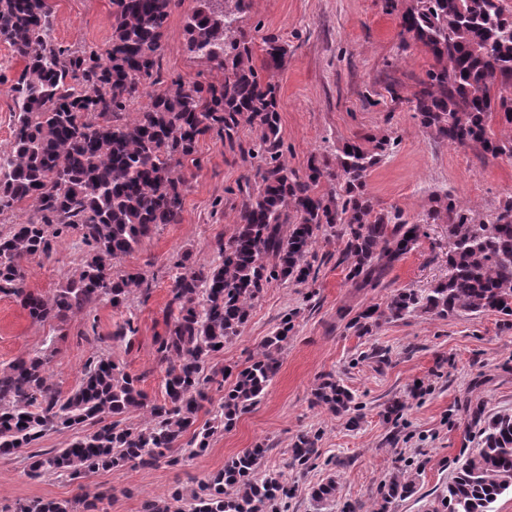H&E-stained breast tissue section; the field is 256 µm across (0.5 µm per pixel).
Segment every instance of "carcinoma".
Here are the masks:
<instances>
[{
  "label": "carcinoma",
  "instance_id": "cac0c4a2",
  "mask_svg": "<svg viewBox=\"0 0 512 512\" xmlns=\"http://www.w3.org/2000/svg\"><path fill=\"white\" fill-rule=\"evenodd\" d=\"M398 11L400 48L422 45L433 63L408 102L421 125L451 145L478 144L492 158L512 159V133L497 135L499 115L512 127V4L509 0H384ZM172 0H112V42L105 53L59 45L52 36L49 0H0V39L23 62L12 84L16 112L9 151L0 153V215L24 204L26 221L0 231V293L19 300L37 321L62 324L91 305H127L129 295L151 291L145 274L112 272L155 229L182 219L188 164L195 145L212 132L229 143L248 123L260 135L247 150L254 181L229 239L217 240V264L172 265L166 331L155 339L161 397L150 398L112 357L96 351L79 386L63 398L52 381L51 356L20 357L0 368V454H23L61 429L82 428L65 448L31 454L34 479L72 481L100 470L193 460L209 440L263 395L278 368V354L293 328L284 316L251 364L224 388L217 356L246 323L255 301L274 281L316 278L314 244L331 233L345 238L340 263L361 287L378 282L392 262L411 251L420 223L443 220L452 240L448 279L423 291L400 289L387 308L368 306L352 327L362 335L383 321L430 314L495 312L512 318V200L486 221L445 195L421 222L384 211L365 196L370 173L390 140L370 147L347 142L336 162L311 161L300 177L284 160L278 88L253 63V46L240 23L252 0H197L186 32L187 51L216 71L207 83L163 81L158 71ZM275 64L287 50L263 39ZM336 182V197L320 195L321 180ZM77 231L87 248L78 273L50 296L29 290L24 259L50 256L56 239ZM224 389L212 417L196 426L211 387ZM315 403L335 413L353 396L329 376ZM137 412L140 422L125 416ZM477 448L470 452L431 512H491L512 491V416L473 409ZM189 440H184L186 434ZM319 434L297 438L286 466L318 456ZM258 445L232 457L205 485L177 488L149 500L143 512H278L293 494L282 475L262 470ZM412 493L410 481L390 478L371 512H390ZM101 494L67 499H18L9 512H99Z\"/></svg>",
  "mask_w": 512,
  "mask_h": 512
}]
</instances>
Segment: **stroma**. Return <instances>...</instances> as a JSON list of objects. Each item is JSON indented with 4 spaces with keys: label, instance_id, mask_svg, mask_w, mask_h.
I'll list each match as a JSON object with an SVG mask.
<instances>
[{
    "label": "stroma",
    "instance_id": "35a3bbf8",
    "mask_svg": "<svg viewBox=\"0 0 512 512\" xmlns=\"http://www.w3.org/2000/svg\"><path fill=\"white\" fill-rule=\"evenodd\" d=\"M53 36L71 48L105 51L112 40V0H50ZM196 0L172 7L159 65L164 78L209 82L212 76L185 49V25ZM257 67L268 68L279 85V118L289 169L305 174L311 159L334 160L338 147L370 136L393 144L368 179L380 208L401 210L415 221L435 199L451 194L493 219L512 200V159H495L477 146H455L431 136L419 123L409 98L431 57L421 45L401 52L397 14L383 0H253L245 25ZM273 33L287 49L269 64L262 39ZM22 62L0 40V150L12 137L11 81ZM400 97L392 99L389 89ZM245 125L236 142L215 134L200 137L188 167L183 221L145 238L120 264L153 280L149 296L132 294L137 333L129 344L109 352L127 372L141 375L150 397L160 394L154 339L165 331V310L173 258L216 261L217 238L229 237L250 173L245 154L257 138ZM77 234L53 245L51 257L28 258V286L49 295L72 276L85 251ZM341 238L318 239L316 280L275 282L256 301L239 334L220 355L225 365L248 366L284 315L294 328L279 354V367L261 400L233 427L217 433L206 451L183 465L160 464L98 472L76 483L64 478L33 479L24 456H0V512L21 498H70L80 486L110 492L104 512H143L146 501L168 497L175 487L192 488L245 449L263 445L262 467L282 472L296 489L286 512H343L368 508L379 488L397 473L413 479V494L395 502L392 512H428L455 468L476 446L469 413L512 414V323L494 312L476 316H414L389 321L361 336L351 319L369 305L386 307L399 289L433 287L448 276L451 242L444 224L422 227L415 248L400 257L375 288H354L334 260ZM83 323L73 319L32 320L19 301L0 294V365L43 351L51 354L53 381L62 395L75 390L93 348ZM350 390L361 419L314 405L313 390L326 376ZM319 434V456L309 469L287 467L290 450L303 433ZM335 481L336 498L320 501L313 487Z\"/></svg>",
    "mask_w": 512,
    "mask_h": 512
}]
</instances>
